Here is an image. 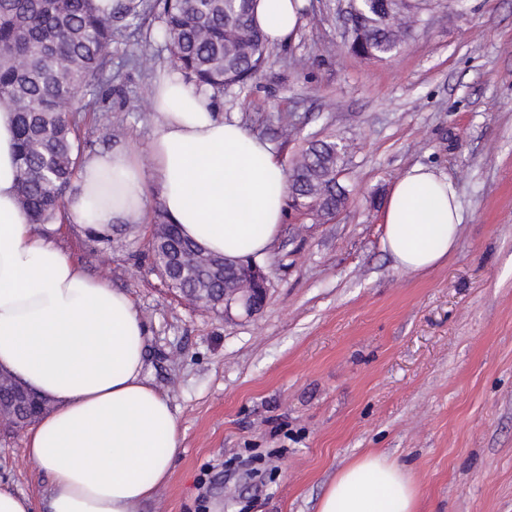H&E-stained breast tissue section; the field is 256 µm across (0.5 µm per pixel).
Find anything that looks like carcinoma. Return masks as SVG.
I'll return each mask as SVG.
<instances>
[{
  "instance_id": "obj_1",
  "label": "carcinoma",
  "mask_w": 512,
  "mask_h": 512,
  "mask_svg": "<svg viewBox=\"0 0 512 512\" xmlns=\"http://www.w3.org/2000/svg\"><path fill=\"white\" fill-rule=\"evenodd\" d=\"M427 0H348L349 49L384 60L396 55L420 21ZM256 0H118L101 12L94 0H0V105L16 117L19 199L35 229L61 218L76 177L85 112H95L112 87V42L154 11L171 62L216 90L242 84L264 64L267 39L255 21ZM345 146L311 143L287 174L291 206L318 219L348 202L336 173ZM152 249L158 267L186 239L167 229L161 209ZM181 293L211 291L199 265L170 270Z\"/></svg>"
}]
</instances>
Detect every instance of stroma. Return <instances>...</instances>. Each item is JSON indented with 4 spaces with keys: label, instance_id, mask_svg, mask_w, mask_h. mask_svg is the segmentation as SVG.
I'll return each mask as SVG.
<instances>
[{
    "label": "stroma",
    "instance_id": "obj_1",
    "mask_svg": "<svg viewBox=\"0 0 512 512\" xmlns=\"http://www.w3.org/2000/svg\"><path fill=\"white\" fill-rule=\"evenodd\" d=\"M147 16L112 44L111 91L83 153L146 146L148 92L170 54ZM337 0H304L290 41L267 48L220 115L274 145L284 167L309 141L348 147L347 205L331 220L286 208L257 263L252 316L193 305L151 250L154 211L102 239L53 237L87 274L124 289L147 328V370L176 416L169 484L138 512H317L337 472L375 450L413 476L418 512H512V0H431L391 59L346 48ZM142 100L130 109V100ZM457 183L448 260L398 269L382 209L407 168ZM26 430H0V480L41 499Z\"/></svg>",
    "mask_w": 512,
    "mask_h": 512
}]
</instances>
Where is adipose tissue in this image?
Returning <instances> with one entry per match:
<instances>
[{"label": "adipose tissue", "instance_id": "adipose-tissue-1", "mask_svg": "<svg viewBox=\"0 0 512 512\" xmlns=\"http://www.w3.org/2000/svg\"><path fill=\"white\" fill-rule=\"evenodd\" d=\"M303 0H257L269 43L289 40ZM157 131L147 151L85 160L68 223L105 233L141 220L152 198L182 235L232 260L277 239L286 172L272 145L219 115L213 91L172 69L152 87ZM13 112L0 108V371L50 402L26 438L49 476L42 507L0 484V512H135L168 483L180 440L168 397L146 373V327L130 295L90 277L19 203ZM462 221L451 177L415 165L383 208V246L407 272L435 268ZM409 471L369 452L342 469L318 512H418Z\"/></svg>", "mask_w": 512, "mask_h": 512}]
</instances>
